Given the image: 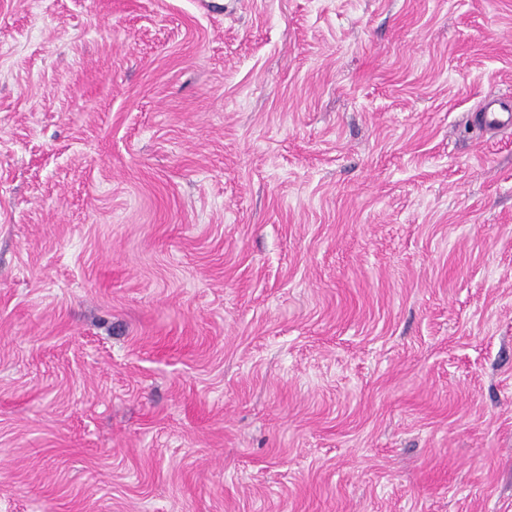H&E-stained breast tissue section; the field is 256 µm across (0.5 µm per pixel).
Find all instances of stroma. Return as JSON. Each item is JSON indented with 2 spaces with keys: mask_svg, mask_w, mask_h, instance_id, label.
<instances>
[{
  "mask_svg": "<svg viewBox=\"0 0 512 512\" xmlns=\"http://www.w3.org/2000/svg\"><path fill=\"white\" fill-rule=\"evenodd\" d=\"M512 0H0V512H512Z\"/></svg>",
  "mask_w": 512,
  "mask_h": 512,
  "instance_id": "35a3bbf8",
  "label": "stroma"
}]
</instances>
